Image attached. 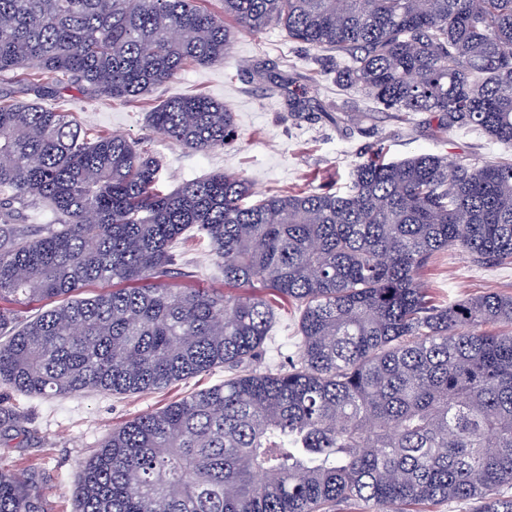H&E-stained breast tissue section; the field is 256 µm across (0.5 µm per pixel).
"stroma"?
<instances>
[{
	"mask_svg": "<svg viewBox=\"0 0 512 512\" xmlns=\"http://www.w3.org/2000/svg\"><path fill=\"white\" fill-rule=\"evenodd\" d=\"M298 85L309 87L321 103L342 104L347 121L337 123L323 112L296 119L288 109V93ZM199 93L225 102L234 114L235 138L224 149L188 151L148 124L150 110L160 101ZM51 106L69 113L89 137L118 134L144 143L161 164L160 187L166 192L217 171L247 177L257 201L297 185L333 190L380 140L393 161L419 153L452 162L512 158V148L471 132L439 134L434 114L418 113L405 122L366 96L343 90L336 82L335 56L290 41L278 27L255 35L237 33L227 61L186 66L138 102L68 89ZM359 112L365 115L363 122H352ZM170 271L171 282L182 286L224 288V264L197 232L189 233ZM420 277L441 304L487 292L512 295V265L479 266L453 251L437 254ZM300 316L291 304L278 310L269 338L252 363L254 370L275 372L298 360ZM225 377L224 369L216 368L160 391L112 395L90 390L56 398L30 397L0 381V408L17 414L29 430L25 438L0 437V460L40 473L47 512H78L74 488L84 463L114 428L222 383Z\"/></svg>",
	"mask_w": 512,
	"mask_h": 512,
	"instance_id": "obj_1",
	"label": "stroma"
}]
</instances>
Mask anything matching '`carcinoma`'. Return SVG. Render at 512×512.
Returning <instances> with one entry per match:
<instances>
[{
    "mask_svg": "<svg viewBox=\"0 0 512 512\" xmlns=\"http://www.w3.org/2000/svg\"><path fill=\"white\" fill-rule=\"evenodd\" d=\"M200 2L0 0V77H45L30 101L0 99V380L52 398L230 373L112 430L74 489L80 512H512V295L436 305L419 281L445 250L512 264V160L390 161L379 146L342 192L252 203L245 176L216 172L165 193L147 150L89 142L44 105L72 86L133 100L230 58V24L279 26L336 54L346 90L511 146L512 0H221V16ZM306 94L291 111H342ZM148 120L198 152L234 134L206 95ZM17 200L46 202L61 228L18 235ZM192 230L224 261V291L166 281ZM94 283L112 288L74 298ZM274 300L301 310L300 360L257 373ZM18 303L45 309L20 322ZM10 432L25 429L0 408ZM0 512H45L35 474L0 467Z\"/></svg>",
    "mask_w": 512,
    "mask_h": 512,
    "instance_id": "carcinoma-1",
    "label": "carcinoma"
}]
</instances>
